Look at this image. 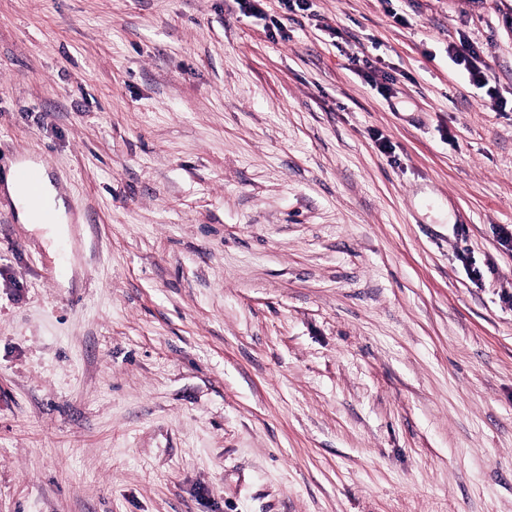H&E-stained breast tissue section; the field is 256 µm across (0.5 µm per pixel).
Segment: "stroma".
<instances>
[{
  "mask_svg": "<svg viewBox=\"0 0 512 512\" xmlns=\"http://www.w3.org/2000/svg\"><path fill=\"white\" fill-rule=\"evenodd\" d=\"M507 225L512 0H0V512H512ZM19 166L34 167L40 171L32 168H19L12 171L15 181L8 184V190L17 207L20 221L24 224L44 226L46 224L41 220L40 211L47 210L43 213L44 222L52 223L54 215L55 222L53 224H69L66 202L59 196L48 171L43 166L31 162H23ZM40 179L42 207L39 210L31 208L27 204L26 198L28 192L30 204L37 208L40 206ZM18 182L27 187V192L25 187Z\"/></svg>",
  "mask_w": 512,
  "mask_h": 512,
  "instance_id": "35a3bbf8",
  "label": "stroma"
}]
</instances>
